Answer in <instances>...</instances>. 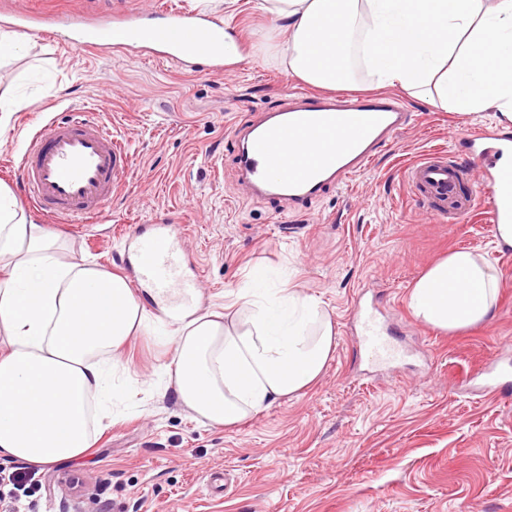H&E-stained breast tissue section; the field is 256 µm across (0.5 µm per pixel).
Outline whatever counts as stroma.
<instances>
[{
    "instance_id": "35a3bbf8",
    "label": "stroma",
    "mask_w": 512,
    "mask_h": 512,
    "mask_svg": "<svg viewBox=\"0 0 512 512\" xmlns=\"http://www.w3.org/2000/svg\"><path fill=\"white\" fill-rule=\"evenodd\" d=\"M130 11L172 6L218 16L246 48L234 70L210 73L165 60L70 53L24 36L0 63V94L22 107L0 114V182L32 135L71 111L100 112L128 149L133 173L99 224H52L60 256L122 274L136 224L186 225L188 265L200 273V313L223 311L254 275L317 297L336 345L320 378L242 423L194 420L164 382L172 346L151 321L119 357L112 414L94 423L87 456L50 466L0 458V512H512V255L490 225L444 224L416 202L405 168L430 151L469 162L463 138L500 126L495 111L457 114L400 92L414 117L348 186L304 213L251 198L237 173L236 126L308 85L288 70L287 20L255 0H123ZM223 161L213 177L211 156ZM486 256L500 277L486 324L444 333L408 306L415 281L449 250ZM375 314L396 350L390 362L359 353L354 303ZM232 470L219 492L212 475ZM34 472L30 482L14 475Z\"/></svg>"
}]
</instances>
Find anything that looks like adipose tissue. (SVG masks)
I'll use <instances>...</instances> for the list:
<instances>
[{
    "label": "adipose tissue",
    "instance_id": "ef3b65f1",
    "mask_svg": "<svg viewBox=\"0 0 512 512\" xmlns=\"http://www.w3.org/2000/svg\"><path fill=\"white\" fill-rule=\"evenodd\" d=\"M288 19L282 53L305 83L351 85L348 49L362 37L378 86L437 91L461 114L488 108L512 121V0H260ZM57 237L27 219L0 184V456L47 466L94 444L88 399H104L102 355L119 352L148 319L129 282L94 264L63 262ZM500 279L482 256L451 250L417 280L416 316L443 332L489 321ZM230 314L164 308L174 327L165 374L188 412L232 427L307 389L335 344L313 297L245 285Z\"/></svg>",
    "mask_w": 512,
    "mask_h": 512
}]
</instances>
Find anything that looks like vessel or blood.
Masks as SVG:
<instances>
[{
    "mask_svg": "<svg viewBox=\"0 0 512 512\" xmlns=\"http://www.w3.org/2000/svg\"><path fill=\"white\" fill-rule=\"evenodd\" d=\"M0 24L19 33L66 31L65 47L74 53L108 55L136 51L185 67L221 73L224 25L199 14L160 8L122 10L92 18L44 11L0 12ZM411 117L397 97L287 94L280 107L245 126L236 139L240 173L251 195L288 202L307 211L327 190L339 189L364 170L380 148L390 143ZM471 155L480 172L468 194H461L466 170L431 152L410 164L405 175L427 212L448 224L480 214L492 226L512 223V141L483 128L470 134ZM310 149L308 162L296 155ZM132 157L98 114L72 112L51 119L27 147L17 181L24 200L51 222L72 224L111 218L112 199L128 178ZM182 235L176 224H137L127 235L133 281L160 296L181 290L190 301L192 282L184 273ZM360 344L368 357L393 355L375 316L364 320Z\"/></svg>",
    "mask_w": 512,
    "mask_h": 512,
    "instance_id": "vessel-or-blood-1",
    "label": "vessel or blood"
}]
</instances>
